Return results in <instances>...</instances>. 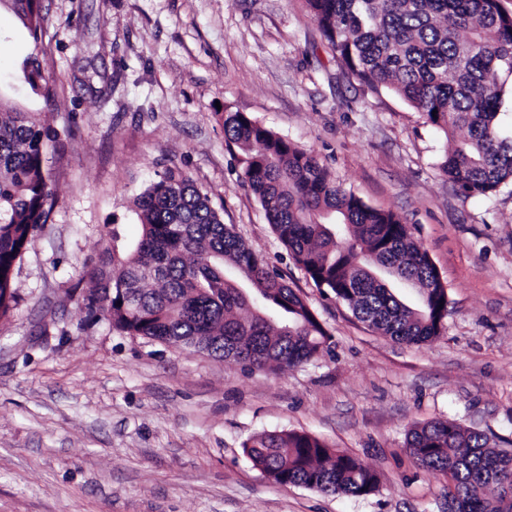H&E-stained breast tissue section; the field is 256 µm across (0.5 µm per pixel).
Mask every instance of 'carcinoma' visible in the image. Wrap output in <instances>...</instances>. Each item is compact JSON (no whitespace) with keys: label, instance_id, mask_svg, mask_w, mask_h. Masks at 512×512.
<instances>
[{"label":"carcinoma","instance_id":"cac0c4a2","mask_svg":"<svg viewBox=\"0 0 512 512\" xmlns=\"http://www.w3.org/2000/svg\"><path fill=\"white\" fill-rule=\"evenodd\" d=\"M42 39L34 0H0ZM347 71L371 88L393 90L445 135L440 164L466 196L491 197L512 183V135L501 130L512 81V13L497 0H304ZM33 93L54 97L41 61L26 60ZM226 140L245 153L242 180L295 263L353 315L385 336L425 344L441 333L448 293L427 253L391 211L336 185L309 152L242 112L224 115ZM55 131L36 112L0 109V318L15 292L13 272L54 206L45 174ZM142 235L112 232L88 315L168 345L232 359L249 369L302 366L328 334L297 291L271 273L177 169L158 175L135 202ZM415 291L411 304L395 290ZM244 311L242 318L238 313ZM413 464L448 477V512H512V452L481 431L435 420L411 429ZM250 462L283 486L363 497L376 470L306 433L271 432L243 444Z\"/></svg>","mask_w":512,"mask_h":512}]
</instances>
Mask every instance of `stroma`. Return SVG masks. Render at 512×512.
<instances>
[{"label":"stroma","mask_w":512,"mask_h":512,"mask_svg":"<svg viewBox=\"0 0 512 512\" xmlns=\"http://www.w3.org/2000/svg\"><path fill=\"white\" fill-rule=\"evenodd\" d=\"M34 43L0 6V100L45 113L55 205L13 273L0 320V512H448L445 476L418 469L407 431L451 420L512 447V184L467 196L439 163L443 133L401 96L349 76L303 0H41ZM46 62L56 94L23 63ZM311 152L336 183L396 213L437 268L448 316L399 343L318 288L243 183L225 111ZM188 175L225 223L304 298L331 336L280 372L90 319L89 270L142 231L135 198ZM319 438L373 467L374 494L269 480L244 456L268 432ZM24 77L33 93L41 95L46 101L54 97L53 87L49 84L46 73L42 74V64L38 57L26 60Z\"/></svg>","instance_id":"obj_1"}]
</instances>
